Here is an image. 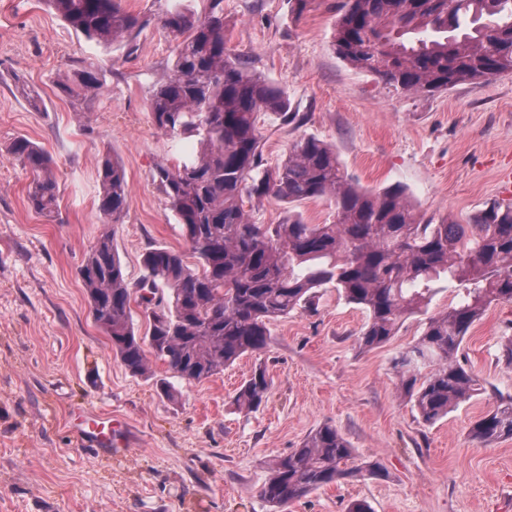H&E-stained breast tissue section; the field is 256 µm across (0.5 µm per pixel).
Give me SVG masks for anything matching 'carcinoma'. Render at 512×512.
I'll return each mask as SVG.
<instances>
[{"instance_id": "carcinoma-1", "label": "carcinoma", "mask_w": 512, "mask_h": 512, "mask_svg": "<svg viewBox=\"0 0 512 512\" xmlns=\"http://www.w3.org/2000/svg\"><path fill=\"white\" fill-rule=\"evenodd\" d=\"M151 0L176 40L169 66L152 85V121L164 134L193 137L196 155L155 169L165 203L178 218L197 259L154 248L144 274L128 280L105 232L88 251L79 275L94 322L112 354L132 374H153L149 356L174 377L200 382L245 354L270 345L268 324L312 303L314 289L332 285L369 314L357 337L362 350L386 343L406 316L425 308L440 281L463 292L429 318L418 341L396 360L400 390L432 424L477 391L457 360L471 326L495 301L512 302V205L493 202L471 224L422 222L399 187L362 190L341 171L336 151L306 137L280 163L262 166L261 114L289 121L283 91L237 59L224 39V0ZM84 38L110 52L132 54L150 17L126 11L122 0H49ZM333 45L340 59L397 90L429 94L461 82L512 72V0H343ZM110 70L73 68L58 92L74 101L98 97ZM12 153L29 174L27 203L49 216L56 207L50 156L26 139ZM103 224L120 223L129 202L125 170L106 152L97 177ZM292 204L326 199L331 224H309L288 211L279 224H257L245 203L268 198ZM144 307L141 336L131 303ZM272 380L259 365L238 390L239 408L265 402ZM470 436L484 445L512 437V396L475 421ZM354 449L335 426L311 431L286 456L273 459L260 488L285 512L294 501L342 480L381 476L379 463L353 464Z\"/></svg>"}]
</instances>
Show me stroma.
Instances as JSON below:
<instances>
[{
  "instance_id": "obj_1",
  "label": "stroma",
  "mask_w": 512,
  "mask_h": 512,
  "mask_svg": "<svg viewBox=\"0 0 512 512\" xmlns=\"http://www.w3.org/2000/svg\"><path fill=\"white\" fill-rule=\"evenodd\" d=\"M342 0H224V36L249 68L285 91L297 121H260L263 162L272 166L303 137L331 145L353 184L400 185L422 220L471 219L499 200L512 173V73L432 95L393 90L332 46ZM160 22L144 29L133 54L105 53L76 34L45 0H0V512H272L261 497L265 463L331 424L357 460H376L379 478L321 487L287 512H345L367 501L373 512H512V438L472 440V423L512 396V366L501 357L512 336V303L495 302L458 353L480 384L434 424L423 422L399 388L396 357L414 345L428 318L459 298L439 282L430 303L403 319L395 336L369 351L356 339L367 311L336 288L317 289L312 308L271 321V345L196 382L175 380L177 399L155 377L115 360L94 323L79 279L85 255L105 228L98 211L103 153L122 163L129 206L112 243L130 281L154 248L186 250L180 224L153 181L157 164H180L190 138L154 125L149 88L172 58ZM110 69L104 93L75 111L55 85L71 65ZM26 82L31 105L15 90ZM53 159L59 211L47 220L26 202L29 178L11 152L16 138ZM311 224L335 217L323 199L253 207L256 223L287 211ZM273 379L253 412L233 397L258 365ZM77 409L126 422L129 452L108 456L79 445Z\"/></svg>"
}]
</instances>
